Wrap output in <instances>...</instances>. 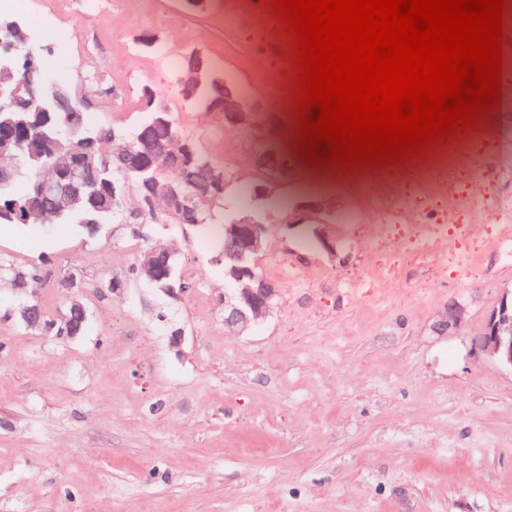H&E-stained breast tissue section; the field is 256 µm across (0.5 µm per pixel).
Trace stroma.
<instances>
[{"instance_id":"obj_1","label":"stroma","mask_w":512,"mask_h":512,"mask_svg":"<svg viewBox=\"0 0 512 512\" xmlns=\"http://www.w3.org/2000/svg\"><path fill=\"white\" fill-rule=\"evenodd\" d=\"M266 0H0V14L30 24L47 71L68 76L89 116L133 128L142 87L164 99L181 128L231 177L228 210L264 213L273 258L325 278L280 286L268 319L224 327L228 286L215 248L198 250L210 226L169 224L156 242L176 251L195 283L169 299L146 283L101 298L86 289L80 336L60 340L19 320L23 299L53 315L61 295L31 284L0 290V512H512V370L476 355L479 332L505 290L512 261L485 253L470 280L421 288L426 264L405 270L400 294L378 306L333 288L357 267L359 228L340 213L361 210L353 187L374 167L340 169L299 153L292 47L265 21ZM154 36L141 47L142 36ZM201 51L276 112L295 163L288 185L239 201L252 184L248 136L184 101L181 60ZM309 201V223L290 217ZM327 228L338 257L319 248ZM136 243L111 224L87 236L73 224H0V262L15 269L51 260L52 276L82 267L125 276ZM462 302L465 330L433 325ZM174 307L180 335L155 318Z\"/></svg>"}]
</instances>
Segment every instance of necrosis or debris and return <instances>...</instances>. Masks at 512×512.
Returning <instances> with one entry per match:
<instances>
[{
    "label": "necrosis or debris",
    "mask_w": 512,
    "mask_h": 512,
    "mask_svg": "<svg viewBox=\"0 0 512 512\" xmlns=\"http://www.w3.org/2000/svg\"><path fill=\"white\" fill-rule=\"evenodd\" d=\"M461 159H440L429 167L409 165L359 183L363 210L346 212V224H365L361 264L342 287L369 302L388 299L406 265L429 261L426 281L449 273L470 278L488 248L512 258V201L499 185L512 177V130L486 140L469 130L461 135Z\"/></svg>",
    "instance_id": "necrosis-or-debris-1"
}]
</instances>
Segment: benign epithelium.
<instances>
[{"instance_id": "benign-epithelium-1", "label": "benign epithelium", "mask_w": 512, "mask_h": 512, "mask_svg": "<svg viewBox=\"0 0 512 512\" xmlns=\"http://www.w3.org/2000/svg\"><path fill=\"white\" fill-rule=\"evenodd\" d=\"M31 40L27 24L10 15H0V74L10 72L18 66L26 70L28 80L7 85L0 81V101L21 100L24 95H33L32 88L38 84L34 74L51 81V105L68 112V126L61 135L49 133L43 137V150L33 156L37 176L31 185L27 203L12 206L8 218L24 224L45 221L48 216L58 214L67 207L84 208L91 205L97 211L112 208V196L100 184L105 175L114 172L128 176L143 173L158 163L168 168L181 167L185 184L199 195L208 196L222 190L224 173L214 164L192 166V148L181 140L168 147L163 156L144 148L146 134L135 129L112 135L117 148L104 157L92 147L77 145L70 135L80 131L85 123L84 109L71 104L70 85L50 79L44 74L40 62L29 53L22 52ZM205 60L199 51L186 57L181 81L183 94L190 96L201 82ZM206 111L222 117L224 126L246 131L250 137L252 166L277 181L286 184L293 176L294 165L288 163V151L281 144L276 132V123L271 107L265 101H248L233 86L218 84L215 94L206 106ZM20 142L12 136L0 134V182L14 177L16 168L10 160L16 158L14 151ZM140 196H132V203L143 199L156 207L163 205V212L170 214L181 207L178 193L169 180L155 178L139 186ZM270 225L226 224L224 225V261L230 263L229 274L236 282L235 290L224 295V328L229 331L245 329L269 317L276 306L277 287L274 283L255 273L258 260L268 249ZM172 253L159 248H148L140 252L136 260L139 277L156 283L169 276ZM53 287L60 288L66 296L67 320L82 323L89 314L79 298L83 280L75 273L58 278ZM509 292H504L498 305L487 316L481 330L472 338L477 354L495 364L512 369V304H508ZM467 310L459 302L448 303L433 329L440 335H454L465 329Z\"/></svg>"}]
</instances>
